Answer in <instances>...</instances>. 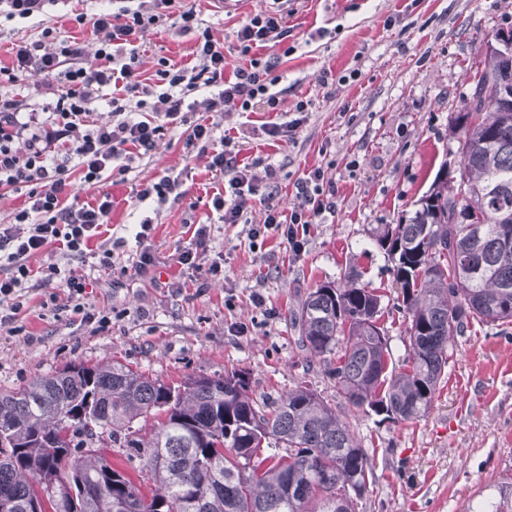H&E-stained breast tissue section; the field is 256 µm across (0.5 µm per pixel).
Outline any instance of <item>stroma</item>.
I'll use <instances>...</instances> for the list:
<instances>
[{"instance_id": "1", "label": "stroma", "mask_w": 512, "mask_h": 512, "mask_svg": "<svg viewBox=\"0 0 512 512\" xmlns=\"http://www.w3.org/2000/svg\"><path fill=\"white\" fill-rule=\"evenodd\" d=\"M221 41L272 0H185ZM112 0H59L44 18L0 17V65L12 48L37 41L45 28L57 38L92 43L91 22ZM84 15L77 24L75 15ZM292 53L276 73L278 113L228 111L219 122L238 137L239 162L264 159L278 173L276 202L296 203V184L320 169L332 212L301 230L293 252L282 229L252 239L262 221L266 190L249 202L246 222L224 224L211 205L222 188L208 157L187 150L179 128L165 130L150 156L125 177L104 172L84 184L72 173L66 193L82 201L112 197L110 233L125 238L112 267L90 271L53 245L31 261L91 274L87 302L109 313L101 328L48 302L42 286L29 289L14 325L0 326V389L71 364L119 361L164 383L186 376L245 374L254 398H275L303 382L347 411L337 395L332 362L308 357L290 315L320 284L338 281L349 267L361 286L381 297V322L394 362L406 356L407 320L393 282L392 262L375 240L381 224L412 217L440 167L458 176V134L452 119L473 91L476 63L487 39L512 30V0H290ZM196 32L164 26L146 33L138 48L140 76L157 82L162 60L186 64ZM0 94L29 109L52 103L44 76L22 73L0 81ZM306 101L307 112L294 106ZM299 119L293 138L271 139L262 123ZM179 176V199L140 204L131 188L143 177ZM151 219L156 264L135 267L134 227ZM211 227L209 257L223 273L181 271L174 262L194 225ZM203 290H195V283ZM357 435L372 468L369 491L355 512H472L480 503L512 512V322L472 323L458 336L447 373L429 412L412 423L359 416Z\"/></svg>"}]
</instances>
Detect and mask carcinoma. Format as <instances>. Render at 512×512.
Listing matches in <instances>:
<instances>
[{
    "mask_svg": "<svg viewBox=\"0 0 512 512\" xmlns=\"http://www.w3.org/2000/svg\"><path fill=\"white\" fill-rule=\"evenodd\" d=\"M469 102L453 118L459 178L439 179L406 223L377 242L409 315L394 365L380 296L345 270L291 314L301 347L334 357L336 394L356 413L398 423L431 408L455 336L472 321L512 322V48L483 52ZM161 414L142 434L141 420ZM137 435L135 474L105 455ZM371 467L352 421L306 384L256 401L237 372L166 385L119 362L73 364L0 390V497L13 512H354ZM77 477L88 490L60 509L47 485ZM150 481L154 488L145 491Z\"/></svg>",
    "mask_w": 512,
    "mask_h": 512,
    "instance_id": "obj_1",
    "label": "carcinoma"
}]
</instances>
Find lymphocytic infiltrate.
<instances>
[{
  "label": "lymphocytic infiltrate",
  "instance_id": "f902f5d3",
  "mask_svg": "<svg viewBox=\"0 0 512 512\" xmlns=\"http://www.w3.org/2000/svg\"><path fill=\"white\" fill-rule=\"evenodd\" d=\"M177 0H137L100 13L93 21L98 37L95 53H87L84 43L64 41L47 47L43 41L24 42L14 49V70L47 77L63 76L64 84L51 85L55 106L46 118L23 112L20 101L0 97V187L28 191L27 205L14 223L0 225V325L11 322L24 306L25 289L32 278L49 283L61 280L74 313L83 319L106 325L107 317H95L81 299L90 284L87 276L63 275L57 264L33 272L28 260L50 245L59 243L68 254L85 258L89 242L106 225L111 200L71 202L65 195L72 171H79L86 183L98 181L103 172L129 171L135 156L154 150L163 131L182 126L186 147L211 146L208 166L222 175L230 195L215 193L212 206L225 224L241 221L248 198L260 181H274L277 170L266 165L263 172L240 164L232 138L217 136V123L192 120V113L221 112L227 109L274 112L279 107L275 71L280 57L274 49L288 39V25L282 10H262L247 18L236 30L235 40L246 65L238 67L232 80L224 78V46L202 31L197 39L195 60L182 66L160 70L166 81L164 91L143 84L135 59L126 48L151 28L175 21L181 31L194 29L195 10H177ZM218 86L216 95L189 101L201 87ZM119 89L111 100L113 118L94 124L88 120V106L100 98L104 88ZM137 95L135 110H128L124 95ZM324 175L313 172L297 193L298 204L283 212L267 204L265 225L309 224L332 203L319 188Z\"/></svg>",
  "mask_w": 512,
  "mask_h": 512
}]
</instances>
